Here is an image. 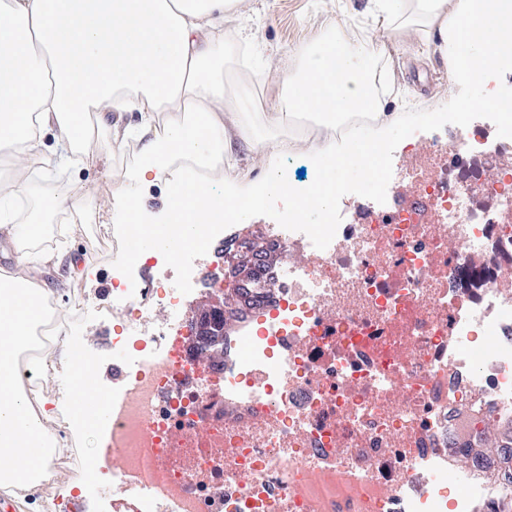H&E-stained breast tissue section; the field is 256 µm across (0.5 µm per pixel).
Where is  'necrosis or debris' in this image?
Wrapping results in <instances>:
<instances>
[{
  "instance_id": "obj_1",
  "label": "necrosis or debris",
  "mask_w": 512,
  "mask_h": 512,
  "mask_svg": "<svg viewBox=\"0 0 512 512\" xmlns=\"http://www.w3.org/2000/svg\"><path fill=\"white\" fill-rule=\"evenodd\" d=\"M347 221L272 224L255 315L201 350L193 299L145 281L115 368L110 475L52 449L32 496L106 481L113 512H512V129L464 121L376 167ZM168 305L173 321L138 320ZM250 340L247 358L237 339Z\"/></svg>"
}]
</instances>
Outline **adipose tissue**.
Wrapping results in <instances>:
<instances>
[{
    "label": "adipose tissue",
    "mask_w": 512,
    "mask_h": 512,
    "mask_svg": "<svg viewBox=\"0 0 512 512\" xmlns=\"http://www.w3.org/2000/svg\"><path fill=\"white\" fill-rule=\"evenodd\" d=\"M237 5L238 0H0V151H9L14 169L10 190L0 194V238L38 235L41 214L16 223L12 203L25 195L32 168L53 167L63 177L91 159L86 117L92 112L108 127L113 146L135 141L139 174L151 172L167 182L170 194L159 222L142 220L129 181H122L117 194L129 237L165 252L185 244L198 225L220 223L221 209L243 220L284 193L298 212L317 210L331 205L330 192L344 186L347 172L378 166L385 137L356 135L317 151L314 179L307 184H286L269 171L251 194L229 187L215 198L189 179L187 159L218 156L233 170L240 152L260 144L294 150L296 139L281 131L287 113H308L331 127L345 113L378 110L372 79L389 72L386 49L321 33L295 67L281 73L277 99L262 115L265 136L255 135L245 120L226 124L224 15ZM402 11L420 31L446 37L455 68L466 72L471 85H481L488 68L512 61V0L498 13L489 0H370V14L387 24L394 43L404 34L393 23ZM47 131L55 141L49 153L43 143ZM47 296L26 261L0 271V489L34 481L52 446L35 409L38 394L17 384L19 350Z\"/></svg>",
    "instance_id": "1"
}]
</instances>
